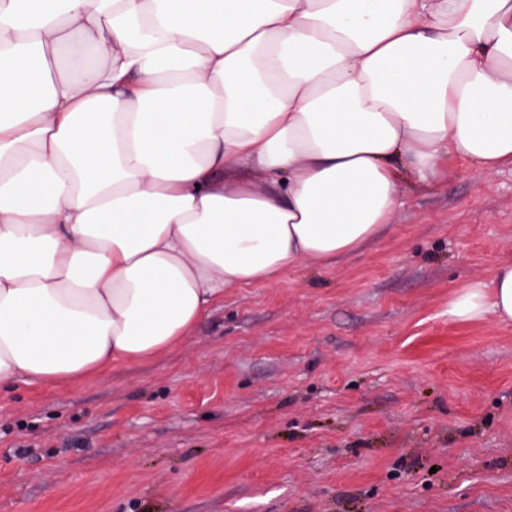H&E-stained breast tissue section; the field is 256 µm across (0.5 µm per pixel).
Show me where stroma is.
<instances>
[{
  "label": "stroma",
  "mask_w": 512,
  "mask_h": 512,
  "mask_svg": "<svg viewBox=\"0 0 512 512\" xmlns=\"http://www.w3.org/2000/svg\"><path fill=\"white\" fill-rule=\"evenodd\" d=\"M360 251L225 291L175 348L0 394V512H512V165L452 158ZM448 317L460 322L512 321V261L501 264L491 281L476 280L448 300Z\"/></svg>",
  "instance_id": "1"
}]
</instances>
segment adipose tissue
<instances>
[{"label":"adipose tissue","instance_id":"adipose-tissue-1","mask_svg":"<svg viewBox=\"0 0 512 512\" xmlns=\"http://www.w3.org/2000/svg\"><path fill=\"white\" fill-rule=\"evenodd\" d=\"M451 155L512 165V0H0V392L336 264ZM448 316L512 321V262Z\"/></svg>","mask_w":512,"mask_h":512}]
</instances>
